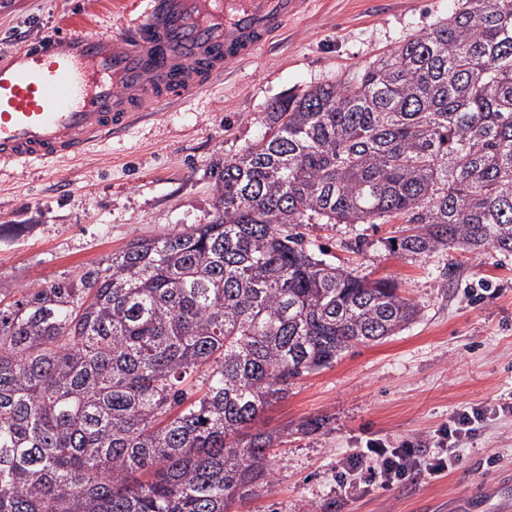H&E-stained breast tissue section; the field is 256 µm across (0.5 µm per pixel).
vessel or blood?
<instances>
[{"instance_id": "b4317fda", "label": "vessel or blood", "mask_w": 512, "mask_h": 512, "mask_svg": "<svg viewBox=\"0 0 512 512\" xmlns=\"http://www.w3.org/2000/svg\"><path fill=\"white\" fill-rule=\"evenodd\" d=\"M310 0H134L112 30L0 59V166L75 160L162 105L212 86Z\"/></svg>"}]
</instances>
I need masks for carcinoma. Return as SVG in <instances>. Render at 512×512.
I'll list each match as a JSON object with an SVG mask.
<instances>
[{
	"label": "carcinoma",
	"instance_id": "carcinoma-1",
	"mask_svg": "<svg viewBox=\"0 0 512 512\" xmlns=\"http://www.w3.org/2000/svg\"><path fill=\"white\" fill-rule=\"evenodd\" d=\"M214 199L208 224L0 305V512H228L267 485L260 414L420 312L300 225L512 254V0H449L355 76L272 102Z\"/></svg>",
	"mask_w": 512,
	"mask_h": 512
}]
</instances>
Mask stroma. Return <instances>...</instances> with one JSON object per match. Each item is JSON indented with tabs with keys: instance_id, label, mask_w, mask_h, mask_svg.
Listing matches in <instances>:
<instances>
[{
	"instance_id": "1",
	"label": "stroma",
	"mask_w": 512,
	"mask_h": 512,
	"mask_svg": "<svg viewBox=\"0 0 512 512\" xmlns=\"http://www.w3.org/2000/svg\"><path fill=\"white\" fill-rule=\"evenodd\" d=\"M118 0H0V55L60 32L111 27ZM448 0H314L281 38L205 91L66 164L0 170V286L13 294L214 214L212 170L265 131L268 105L349 77L447 17ZM312 251L420 307L409 327L298 379L257 430L282 433L270 484L231 512H506L512 415L460 444L446 475L337 499L336 461L370 439L422 440L457 412L512 398V255L392 252L396 224H306Z\"/></svg>"
}]
</instances>
